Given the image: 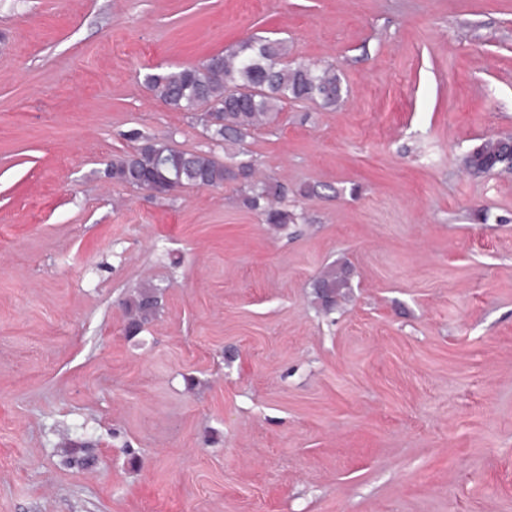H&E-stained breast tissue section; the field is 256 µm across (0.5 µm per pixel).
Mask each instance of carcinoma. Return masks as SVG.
<instances>
[{"mask_svg": "<svg viewBox=\"0 0 512 512\" xmlns=\"http://www.w3.org/2000/svg\"><path fill=\"white\" fill-rule=\"evenodd\" d=\"M288 42L278 39L250 38L222 54L209 58L200 67L161 69L145 76V84L154 97L166 105L186 112L201 107H217L224 115L221 140L242 144L256 128L274 123L283 105L290 101H310L323 108H335L345 99L341 75L332 63H306L289 60ZM507 146L491 137L474 147L463 158L464 168L472 175L512 173ZM241 182L240 201L248 209L258 210L265 223L285 228L297 216L280 206L286 190L278 183L254 180V164ZM180 175L182 185H224L225 163L204 152L177 149L165 141H146V147L134 154L112 160V179L135 187L141 173L150 172L161 180L169 171ZM351 287L349 268L330 264L313 284L316 297L326 309L336 306V297H345ZM158 301L154 285L140 287L136 297L126 303L129 310L127 330L136 332L153 319L157 310L149 302Z\"/></svg>", "mask_w": 512, "mask_h": 512, "instance_id": "obj_1", "label": "carcinoma"}]
</instances>
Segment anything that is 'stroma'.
Listing matches in <instances>:
<instances>
[{"instance_id": "1", "label": "stroma", "mask_w": 512, "mask_h": 512, "mask_svg": "<svg viewBox=\"0 0 512 512\" xmlns=\"http://www.w3.org/2000/svg\"><path fill=\"white\" fill-rule=\"evenodd\" d=\"M251 36L345 102L232 146L145 86ZM506 133L512 0H0V512H512V176L462 166ZM142 136L298 223L108 179ZM241 164L248 170L245 181L240 183L241 203L248 209L260 211L265 217V223L276 228L295 224L296 214L279 205L286 190L278 183L254 180V164ZM349 268L346 265L330 264L313 284L316 297L323 307L331 310L336 306V295L339 300L345 298L346 290L352 288L350 284ZM154 288L158 287L152 284L143 285L140 287L137 296L127 301L126 307L129 310L127 330L129 332L141 330L156 315L159 301ZM149 301L155 302L153 310H151L148 304Z\"/></svg>"}]
</instances>
